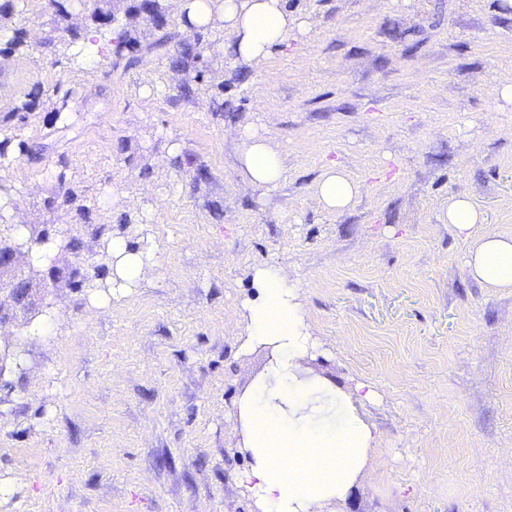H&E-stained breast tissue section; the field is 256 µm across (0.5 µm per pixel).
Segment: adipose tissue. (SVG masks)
I'll return each instance as SVG.
<instances>
[{
	"label": "adipose tissue",
	"instance_id": "ef3b65f1",
	"mask_svg": "<svg viewBox=\"0 0 512 512\" xmlns=\"http://www.w3.org/2000/svg\"><path fill=\"white\" fill-rule=\"evenodd\" d=\"M181 11L196 27L220 17L233 36L236 60L260 62L289 33L305 32V20L288 14L284 0H179ZM241 164L246 184L275 187L284 174L279 148L256 131L242 133ZM362 186L343 169L328 165L317 183L319 204L342 212ZM467 264L486 287L512 289V236L484 233L471 249ZM255 298L240 311L246 346L269 347L273 358L266 374L237 398L242 446L251 457L241 485L261 512H320L330 501L343 500L365 471L377 431L361 418L357 405L367 398L365 384L344 393L303 365L313 348L310 324L300 290L287 268H256Z\"/></svg>",
	"mask_w": 512,
	"mask_h": 512
}]
</instances>
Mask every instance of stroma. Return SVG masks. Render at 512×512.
Here are the masks:
<instances>
[{"mask_svg": "<svg viewBox=\"0 0 512 512\" xmlns=\"http://www.w3.org/2000/svg\"><path fill=\"white\" fill-rule=\"evenodd\" d=\"M46 3L25 6L33 52L0 59V113L58 84L81 100L66 131L40 112L20 130L49 149L0 172L13 221L87 257L107 224L151 260L125 287H47L45 315L0 329L21 359L0 384V512H259L235 402L269 363L240 317L263 265L298 283L313 373L372 389L379 444L324 512H512V291L466 265L482 233L512 234V0H285L307 34L250 66L216 25L179 73L176 0L172 40L127 70L49 47ZM246 128L282 151L276 187L245 184ZM61 157L88 215L45 205ZM331 162L363 185L340 213L315 201ZM460 195L486 218L467 236L443 221Z\"/></svg>", "mask_w": 512, "mask_h": 512, "instance_id": "1", "label": "stroma"}]
</instances>
